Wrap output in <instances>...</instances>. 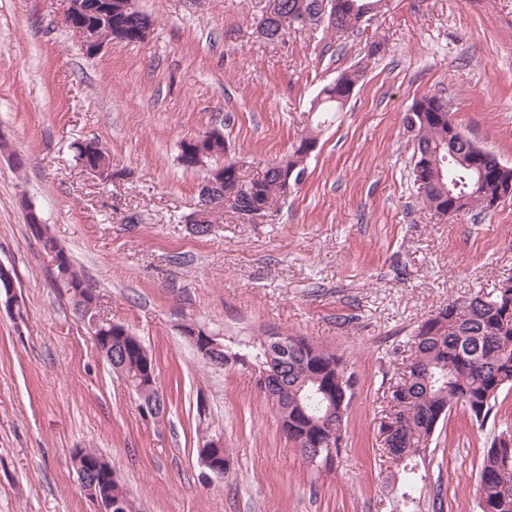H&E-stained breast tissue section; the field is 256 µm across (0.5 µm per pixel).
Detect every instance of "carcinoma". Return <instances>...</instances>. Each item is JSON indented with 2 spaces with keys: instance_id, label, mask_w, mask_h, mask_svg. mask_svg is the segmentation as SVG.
<instances>
[{
  "instance_id": "carcinoma-1",
  "label": "carcinoma",
  "mask_w": 512,
  "mask_h": 512,
  "mask_svg": "<svg viewBox=\"0 0 512 512\" xmlns=\"http://www.w3.org/2000/svg\"><path fill=\"white\" fill-rule=\"evenodd\" d=\"M282 10L275 19L267 20L264 37L278 41L290 23L312 22L320 10L319 0H280ZM336 21L326 28L340 37L358 28L366 17L379 8L381 0H335ZM120 23L135 33L131 43L146 40L151 23L136 10L123 15ZM359 70L345 71L325 86L311 104L310 111L334 115L343 109L347 93L355 88ZM424 118L412 124L403 118V127L414 143L417 162H427L422 172L412 169L414 182H422L423 203L442 218H448V185L457 181L456 195L464 198L465 211L488 213L492 202L501 198L512 184V167H498L495 154L469 139L459 143L464 160L475 164L464 166L455 157L448 141V126L453 124L448 102L424 95L415 102ZM317 129L303 137L292 151L271 165L262 176L246 179L237 162L226 158L224 134L218 130L196 138V143L181 145L206 155L210 169L221 168L224 189L236 190L235 208L240 212L269 209L274 200L284 198L297 183L286 182L288 172L306 174L305 148L317 142ZM76 157L84 166L103 167L112 178L109 154L97 142L76 144ZM46 255H55V280L62 284L73 308L96 314L94 285L75 267L67 251L45 232L38 236ZM95 347L104 352L102 337L112 339V369L124 377L136 400V390L156 370L153 357L139 337L122 323L92 329ZM283 345L269 346L261 338L237 348L224 346L223 353L206 361L216 368H234L258 374L256 386L279 416L282 433L311 464L328 465L338 453L347 409L353 398L350 389L357 384L354 372L336 352L315 345L298 336H282ZM413 362L398 387L407 392L401 399L397 443L391 450L392 463L404 474L400 496L407 512H417L415 496L420 463L425 461L431 438L440 423L458 405L469 412L472 420L482 425L492 410L500 391L512 387V297L502 293H476L466 306L454 304L428 318L415 332L412 342ZM512 443V430L494 436L483 452L479 471L481 512H512V446L496 449L497 441ZM73 459L89 471L100 492L112 499V512H138L124 486L110 480L95 465L104 458L91 448L75 449Z\"/></svg>"
}]
</instances>
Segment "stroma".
<instances>
[{
	"instance_id": "35a3bbf8",
	"label": "stroma",
	"mask_w": 512,
	"mask_h": 512,
	"mask_svg": "<svg viewBox=\"0 0 512 512\" xmlns=\"http://www.w3.org/2000/svg\"><path fill=\"white\" fill-rule=\"evenodd\" d=\"M132 3L153 22L148 39L89 56L66 0H0V262L23 299L18 314L0 303V512H96L77 448L111 464L140 512H394L377 425L411 336L512 280V199L438 220L413 182L403 117L423 94L447 100L458 128L512 167V0H384L348 36L294 24L279 43L256 29L266 0ZM357 67L292 194L189 232L204 173L180 164L183 139L220 130L228 158L261 175L307 133L321 88ZM82 140L108 152L112 180L79 165ZM30 207L152 354L162 418H144L99 356ZM187 322L228 344L280 332L342 356L357 385L333 464L292 448L251 373L204 364ZM508 427L512 387L484 425L452 409L420 466L422 512H480L483 451ZM214 429L231 466L211 481L197 448Z\"/></svg>"
}]
</instances>
